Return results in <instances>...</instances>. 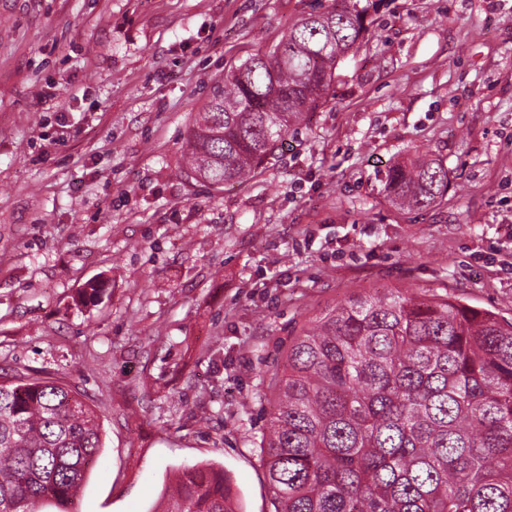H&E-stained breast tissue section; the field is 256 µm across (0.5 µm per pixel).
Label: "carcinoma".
<instances>
[{"mask_svg":"<svg viewBox=\"0 0 512 512\" xmlns=\"http://www.w3.org/2000/svg\"><path fill=\"white\" fill-rule=\"evenodd\" d=\"M331 0L224 75L186 141L182 174L246 180L330 94L369 27ZM385 189L426 209L439 162L391 166ZM261 451L273 512H512V320L445 295L359 296L315 320L270 380ZM102 448L95 411L60 381L0 379V512H76ZM161 512H236L221 467L186 470Z\"/></svg>","mask_w":512,"mask_h":512,"instance_id":"1","label":"carcinoma"}]
</instances>
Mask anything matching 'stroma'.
Returning a JSON list of instances; mask_svg holds the SVG:
<instances>
[{
  "instance_id": "35a3bbf8",
  "label": "stroma",
  "mask_w": 512,
  "mask_h": 512,
  "mask_svg": "<svg viewBox=\"0 0 512 512\" xmlns=\"http://www.w3.org/2000/svg\"><path fill=\"white\" fill-rule=\"evenodd\" d=\"M361 3L327 101L217 192L180 173L189 129L328 0H0V367L96 410L78 512H151L206 463L272 512L269 381L337 304L451 293L512 319V0ZM419 156L448 192L406 210L386 175Z\"/></svg>"
}]
</instances>
